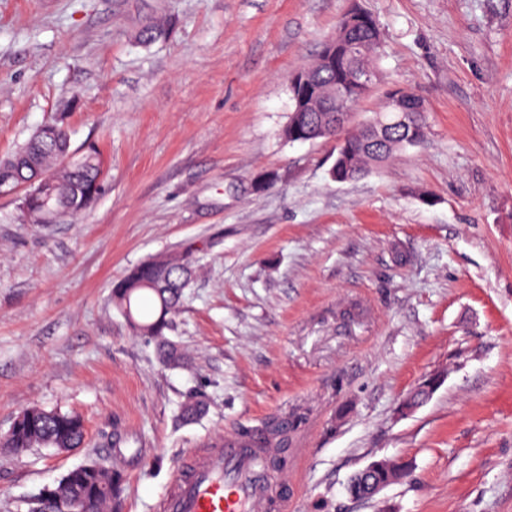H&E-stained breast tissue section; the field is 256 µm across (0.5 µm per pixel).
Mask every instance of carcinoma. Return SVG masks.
I'll return each mask as SVG.
<instances>
[{"label": "carcinoma", "instance_id": "cac0c4a2", "mask_svg": "<svg viewBox=\"0 0 512 512\" xmlns=\"http://www.w3.org/2000/svg\"><path fill=\"white\" fill-rule=\"evenodd\" d=\"M167 34V27L152 22L143 27L140 40L153 42ZM369 56L358 61L338 59L334 65L302 69L299 74L309 81L307 92L316 96L337 84L339 73L346 67L368 64ZM413 101L419 110L411 113L410 127H393L387 141L369 145L363 127L349 131L336 125V114L330 112H290L283 129L286 140L312 142L336 139V159L332 178L354 180L380 167L394 153L421 143L427 135L424 104ZM70 150L69 132L63 120L49 122L39 129L13 154L0 159V179L11 186L32 180L35 186L24 189L19 198L14 221L18 224H49L62 222L86 209L101 190L102 162L97 147L87 146L80 155L66 161ZM195 248L185 245L177 254H159L137 265L112 288V302L122 312L130 327L140 336L152 340L159 360L177 367L182 357L167 338L166 331L179 313L185 290L193 278ZM83 419L72 412L46 410L39 406L24 411L15 426L7 447L21 453L30 448H77L85 439ZM409 462L397 460L391 467H380L371 479L386 485L410 475ZM123 476L97 461H90L70 470L58 483L56 504L50 512H61L59 505L81 503L86 512H108L112 500L121 492Z\"/></svg>", "mask_w": 512, "mask_h": 512}]
</instances>
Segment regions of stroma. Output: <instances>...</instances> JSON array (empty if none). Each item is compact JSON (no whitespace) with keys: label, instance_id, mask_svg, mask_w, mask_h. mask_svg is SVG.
Wrapping results in <instances>:
<instances>
[{"label":"stroma","instance_id":"stroma-1","mask_svg":"<svg viewBox=\"0 0 512 512\" xmlns=\"http://www.w3.org/2000/svg\"><path fill=\"white\" fill-rule=\"evenodd\" d=\"M354 4L382 47L352 124L406 88L428 133L339 183L335 140L282 130L291 73ZM158 17L167 37L141 43ZM60 116L72 151L99 146L104 189L45 226L0 196V432L39 406L86 439L0 448V512L89 460L124 472L120 512H155L189 449L276 419L288 512H512V0H0V157ZM190 242L170 368L110 295ZM383 457L410 476L349 496Z\"/></svg>","mask_w":512,"mask_h":512}]
</instances>
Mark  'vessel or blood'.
<instances>
[{
  "mask_svg": "<svg viewBox=\"0 0 512 512\" xmlns=\"http://www.w3.org/2000/svg\"><path fill=\"white\" fill-rule=\"evenodd\" d=\"M263 440L258 431L250 448L228 438L217 447L191 449L156 512H266L271 505L288 512L287 496H271L262 463L272 451Z\"/></svg>",
  "mask_w": 512,
  "mask_h": 512,
  "instance_id": "1",
  "label": "vessel or blood"
}]
</instances>
